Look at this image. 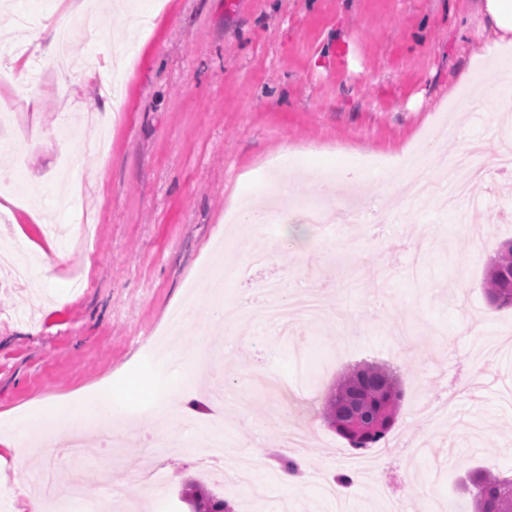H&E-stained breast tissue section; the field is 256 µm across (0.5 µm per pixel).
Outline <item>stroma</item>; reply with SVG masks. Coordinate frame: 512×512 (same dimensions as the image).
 <instances>
[{"instance_id": "stroma-1", "label": "stroma", "mask_w": 512, "mask_h": 512, "mask_svg": "<svg viewBox=\"0 0 512 512\" xmlns=\"http://www.w3.org/2000/svg\"><path fill=\"white\" fill-rule=\"evenodd\" d=\"M84 5L99 19L95 38L72 39L66 62L31 55L27 41L0 51V68L27 60L22 80L0 75V180L16 194L0 195V242L30 264L28 283L0 265V417L31 412L34 403L80 405L100 386L138 379L163 393L184 375L183 358L165 366L144 354L157 332L182 311L184 351L210 334L208 364L191 379L194 416L210 414L224 397V442L230 452L267 443L254 459L253 495L225 492L236 512H384L372 487L384 484L412 512H434L458 492L466 471L483 467L512 475V354L481 358L486 336L512 340V308L493 309L483 279L500 245L512 240V178L492 172L471 183L448 208L449 157L457 145L480 142L486 155L512 142V118L485 108L456 119L469 97L466 67L481 71L512 63V49L484 54L476 0H0V14L32 19ZM110 69L109 83L98 72ZM98 110L106 127L82 124L68 146L65 120ZM451 132L440 149L432 143ZM420 149L438 188L397 209L366 176L331 196L367 222L323 233L302 212L281 214L275 226L244 230L226 223L233 204L270 208L272 178L297 182L307 168L357 167L362 155L396 158ZM75 193V214L57 198ZM479 199L480 214L470 209ZM304 229L307 257L267 254L286 226ZM59 253L44 267L41 253ZM266 253L264 264H251ZM246 268L226 279L237 322L214 321L208 297L183 303L191 284L215 273L216 254ZM271 279L284 288L319 293L325 324L288 332L252 320L244 292ZM356 329L350 342L342 333ZM390 367L401 380L388 442L423 446L380 458L363 482L327 496L323 482L347 471L348 445L324 421L325 400L353 366ZM309 433L300 454L302 480L277 482L281 454L270 417ZM128 448L56 465L59 482L80 470L86 494L102 496L109 469L115 491L136 495L137 466L163 460L158 492L143 512H190L180 498L188 483H213L199 461L170 448L177 425L154 424L145 444L143 421L119 419ZM47 465L40 454L0 465V498L16 512V486Z\"/></svg>"}]
</instances>
